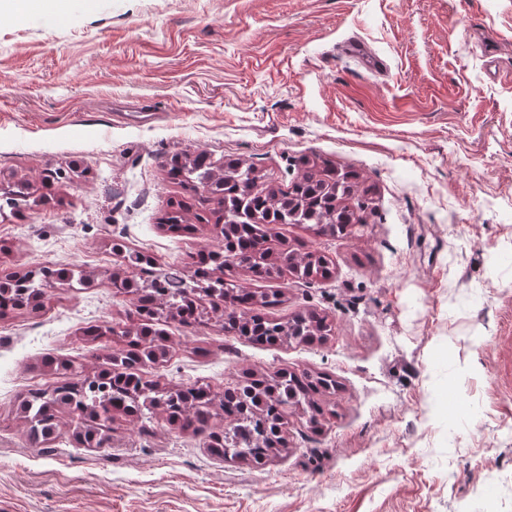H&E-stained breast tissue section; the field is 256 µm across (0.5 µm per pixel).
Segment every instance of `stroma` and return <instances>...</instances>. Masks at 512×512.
I'll return each instance as SVG.
<instances>
[{
	"label": "stroma",
	"mask_w": 512,
	"mask_h": 512,
	"mask_svg": "<svg viewBox=\"0 0 512 512\" xmlns=\"http://www.w3.org/2000/svg\"><path fill=\"white\" fill-rule=\"evenodd\" d=\"M355 38L386 63L367 70ZM207 152L288 188L304 159L360 176L366 224L321 237L280 224L272 255H324L331 277L281 274L270 318L332 319L310 342L257 343L217 320L163 322L143 369L216 395L278 371L326 374L318 417L288 408L265 465L224 458L157 414L119 416L111 445L36 446L18 412L43 358L100 363L85 327L128 321L115 244L191 268L205 227L161 224L185 195L162 163ZM0 177L44 205L0 221V275H96L0 317V512H512V0H74L0 14Z\"/></svg>",
	"instance_id": "stroma-1"
}]
</instances>
